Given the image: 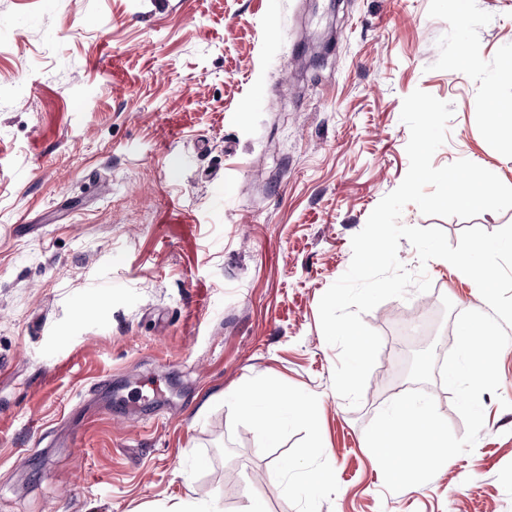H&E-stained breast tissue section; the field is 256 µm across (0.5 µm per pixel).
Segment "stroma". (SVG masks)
Listing matches in <instances>:
<instances>
[{
	"mask_svg": "<svg viewBox=\"0 0 512 512\" xmlns=\"http://www.w3.org/2000/svg\"><path fill=\"white\" fill-rule=\"evenodd\" d=\"M511 57L512 0H0V512H512V344L473 451L430 482L386 491L365 439L393 365L464 434L435 368L476 284L431 261L430 291L364 314L356 407L319 318L408 171L414 90L452 105L435 167L512 186L485 114ZM401 221L454 245L512 209ZM257 383L310 400L273 444L226 397Z\"/></svg>",
	"mask_w": 512,
	"mask_h": 512,
	"instance_id": "35a3bbf8",
	"label": "stroma"
}]
</instances>
